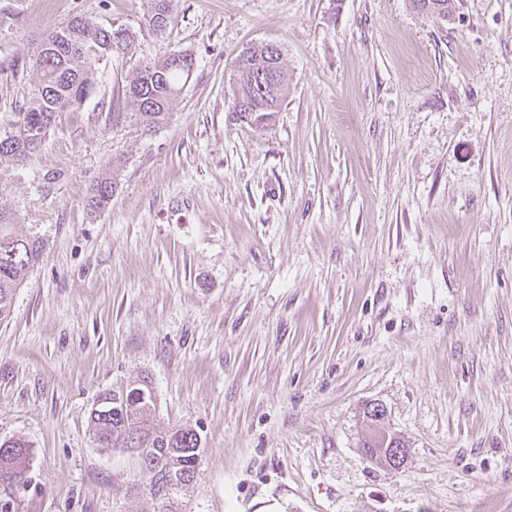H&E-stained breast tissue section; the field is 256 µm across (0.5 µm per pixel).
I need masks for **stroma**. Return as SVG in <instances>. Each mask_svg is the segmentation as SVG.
<instances>
[{
	"label": "stroma",
	"mask_w": 512,
	"mask_h": 512,
	"mask_svg": "<svg viewBox=\"0 0 512 512\" xmlns=\"http://www.w3.org/2000/svg\"><path fill=\"white\" fill-rule=\"evenodd\" d=\"M131 30L0 209L42 261L0 322V512H143L97 395L149 380L204 453L181 512H512V0H0V112L50 23ZM281 50L288 97L237 120L233 60ZM194 69L168 122L113 120L138 65ZM109 206L86 198L102 172ZM405 440L366 460L367 404ZM149 25L157 32H164L173 18L175 0H150ZM4 448V449H3ZM29 446L21 439L0 442V480L22 479Z\"/></svg>",
	"instance_id": "obj_1"
}]
</instances>
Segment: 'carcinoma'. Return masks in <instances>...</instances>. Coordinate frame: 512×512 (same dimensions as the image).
Listing matches in <instances>:
<instances>
[{"mask_svg": "<svg viewBox=\"0 0 512 512\" xmlns=\"http://www.w3.org/2000/svg\"><path fill=\"white\" fill-rule=\"evenodd\" d=\"M175 0H150L149 25L164 32L173 18ZM416 5L442 18L449 17L454 0H414ZM133 40L126 30L89 22L79 12L50 25L36 42L30 67L36 79L22 105L12 112L0 113V156L18 161L26 159L44 141L56 123L59 113L80 106L90 95L92 79L103 61L114 50H129ZM194 68L191 54L171 50L142 62L122 90V103L127 112H114L112 117L129 116L143 129L152 132L169 119L170 106L178 97ZM236 94L232 110L247 107L258 110L254 122H262L279 111L288 96V78L281 64V55L270 54L268 45L243 49L234 60ZM272 72L276 87L264 85L260 74ZM116 190L112 177L95 181L89 208L102 210ZM17 223L13 213L0 211V320L11 314L15 292L31 269L43 258L44 243L40 237H22L11 231ZM126 399H117L116 392L100 393L106 410L90 413L95 441L111 448L123 447L136 430L147 429L154 435V452L140 465L147 480L155 470L173 468L176 492L180 493L195 477L199 434L182 425L160 426L154 422L153 390L144 379L129 383ZM29 454L28 444L20 439L0 442V480L22 479Z\"/></svg>", "mask_w": 512, "mask_h": 512, "instance_id": "cac0c4a2", "label": "carcinoma"}]
</instances>
